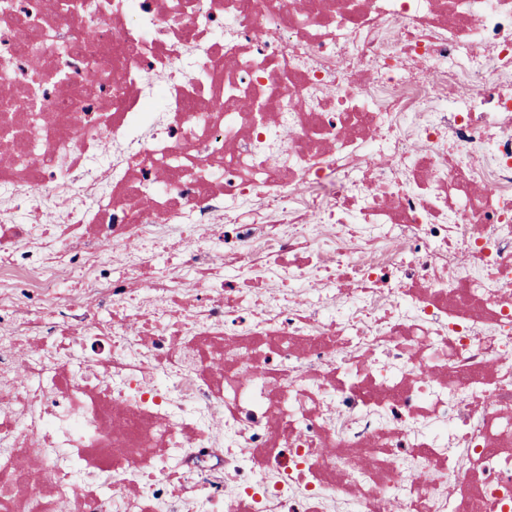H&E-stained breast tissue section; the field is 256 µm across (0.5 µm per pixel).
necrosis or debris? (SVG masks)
<instances>
[{
	"label": "necrosis or debris",
	"mask_w": 512,
	"mask_h": 512,
	"mask_svg": "<svg viewBox=\"0 0 512 512\" xmlns=\"http://www.w3.org/2000/svg\"><path fill=\"white\" fill-rule=\"evenodd\" d=\"M66 2L0 15V512H512V0Z\"/></svg>",
	"instance_id": "1"
}]
</instances>
